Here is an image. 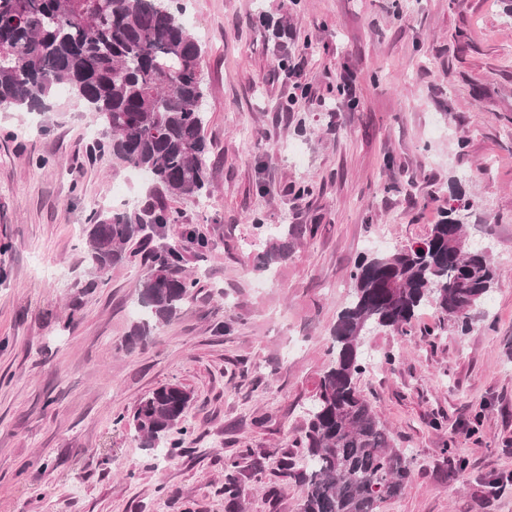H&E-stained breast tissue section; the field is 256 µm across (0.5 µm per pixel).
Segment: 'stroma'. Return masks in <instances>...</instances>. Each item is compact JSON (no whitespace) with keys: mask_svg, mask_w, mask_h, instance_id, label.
<instances>
[{"mask_svg":"<svg viewBox=\"0 0 512 512\" xmlns=\"http://www.w3.org/2000/svg\"><path fill=\"white\" fill-rule=\"evenodd\" d=\"M393 2L185 0L210 193L169 200L167 238L191 224L211 245L185 264L195 299L142 346L125 339L144 259L90 287L83 227L151 203L146 184L90 155L96 117L66 92L48 112H0V512H228L224 461L245 448L243 512H299L278 460L305 461L294 441L349 270L424 239L452 181L501 276L467 334L425 310L410 337L366 336L358 386L414 459L377 512H512V496H482L512 468V17L500 0H405L397 19ZM276 224L317 231L270 279L255 264ZM166 383L190 391L193 431L167 459L117 419Z\"/></svg>","mask_w":512,"mask_h":512,"instance_id":"1","label":"stroma"}]
</instances>
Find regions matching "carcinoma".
Returning <instances> with one entry per match:
<instances>
[{
  "label": "carcinoma",
  "mask_w": 512,
  "mask_h": 512,
  "mask_svg": "<svg viewBox=\"0 0 512 512\" xmlns=\"http://www.w3.org/2000/svg\"><path fill=\"white\" fill-rule=\"evenodd\" d=\"M181 12L176 0H0V104L45 112L54 91L64 88L101 126L92 151L107 149L116 163L152 180L155 200L147 207L90 217L85 261L101 282L129 258L132 246L150 244L175 221L168 199L209 193L202 48ZM455 201L421 242L355 260L348 303L332 330L334 359L316 383L298 440L308 465L297 472L293 456L279 460L281 473L301 488L299 512H376L379 503L406 492L411 460L395 447L357 384L365 371L362 339L373 326L410 336L424 308L462 332L469 329L471 312L489 299L499 269L486 247H468L459 212L473 203ZM313 233L311 225H280L260 270L287 260ZM184 239L200 254L209 248L194 227L185 229ZM184 251L174 242L150 252L130 343H147L193 299L198 281L185 273ZM190 399L186 388L172 383L143 396L131 414L142 447H184L188 431L176 440L169 435ZM239 471L238 459L224 460L229 512L241 509Z\"/></svg>",
  "instance_id": "obj_1"
}]
</instances>
